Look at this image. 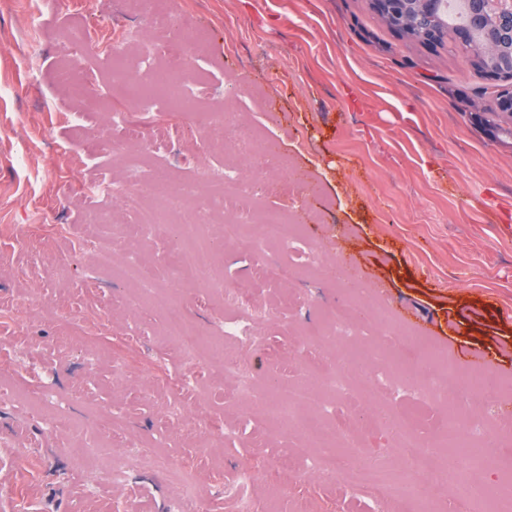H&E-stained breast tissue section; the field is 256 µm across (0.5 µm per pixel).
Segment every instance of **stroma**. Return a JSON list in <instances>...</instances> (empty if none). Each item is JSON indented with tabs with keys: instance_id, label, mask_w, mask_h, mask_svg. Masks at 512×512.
<instances>
[{
	"instance_id": "35a3bbf8",
	"label": "stroma",
	"mask_w": 512,
	"mask_h": 512,
	"mask_svg": "<svg viewBox=\"0 0 512 512\" xmlns=\"http://www.w3.org/2000/svg\"><path fill=\"white\" fill-rule=\"evenodd\" d=\"M173 26L201 37L206 90L259 129L294 181L293 198L271 196L265 210L292 206L301 248L326 264L313 276L275 247L258 249L254 225H240L214 253L220 223L199 227L185 253L171 252L175 227L146 238L129 233L136 213L112 196L140 142L112 123L109 78L120 33L144 26L118 0H0V369L25 379L27 362L47 373L49 396L31 400L0 382V512H232L224 489L242 467L259 512H379L353 489L357 466L375 462L393 484L403 460L386 433L341 448L336 476L306 474L267 484L275 456L296 464L275 411L281 395L306 390L301 417L329 394L301 385L297 369L319 355L348 385L370 374L354 354L378 341L318 343L339 308L358 304L356 277L388 307L393 326L438 359L472 353L512 385V116L483 125L493 106L483 75L463 53L428 47L385 25L367 0H164ZM87 32L80 47L71 29ZM73 66L93 78L94 97L59 87ZM200 112L161 114L150 165L174 178L221 172L224 151L198 154L184 132ZM136 255L139 274L102 263L98 242ZM152 281L144 294L138 278ZM249 289L263 318L248 327L240 354L251 364L252 397L214 383L210 355L224 335L222 294ZM195 334L190 350L169 332L171 313ZM192 378L194 391L182 389ZM128 472L113 485V460Z\"/></svg>"
}]
</instances>
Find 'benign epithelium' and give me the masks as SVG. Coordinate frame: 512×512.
Wrapping results in <instances>:
<instances>
[{"label":"benign epithelium","mask_w":512,"mask_h":512,"mask_svg":"<svg viewBox=\"0 0 512 512\" xmlns=\"http://www.w3.org/2000/svg\"><path fill=\"white\" fill-rule=\"evenodd\" d=\"M370 5L380 16H395L403 26L415 28L427 39L439 21L448 16V0H370ZM466 21L455 31L461 41L481 33L484 36L485 56L491 67L485 78L496 85L494 107L483 112L484 122L495 126L494 117L512 112V85L500 87L502 77L494 70L500 66L512 79V0H464Z\"/></svg>","instance_id":"obj_1"}]
</instances>
